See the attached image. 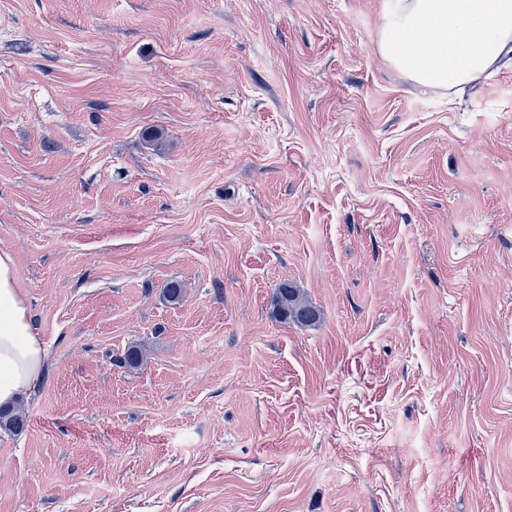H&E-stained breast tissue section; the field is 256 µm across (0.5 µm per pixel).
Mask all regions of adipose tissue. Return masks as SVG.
Here are the masks:
<instances>
[{"label": "adipose tissue", "instance_id": "ef3b65f1", "mask_svg": "<svg viewBox=\"0 0 512 512\" xmlns=\"http://www.w3.org/2000/svg\"><path fill=\"white\" fill-rule=\"evenodd\" d=\"M378 51L422 84L453 88L474 82L512 54V0H394L381 23ZM44 359L14 257L1 249L0 406L37 387Z\"/></svg>", "mask_w": 512, "mask_h": 512}]
</instances>
